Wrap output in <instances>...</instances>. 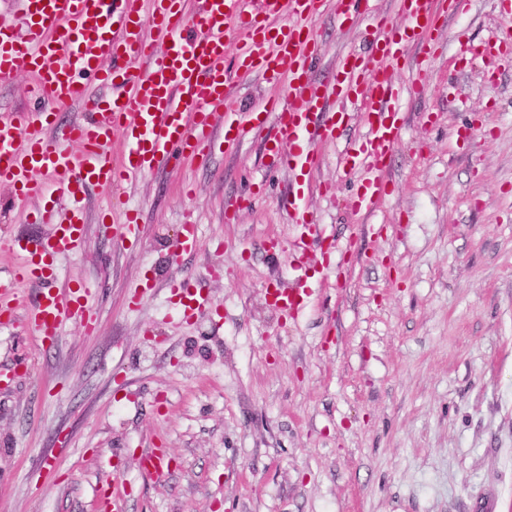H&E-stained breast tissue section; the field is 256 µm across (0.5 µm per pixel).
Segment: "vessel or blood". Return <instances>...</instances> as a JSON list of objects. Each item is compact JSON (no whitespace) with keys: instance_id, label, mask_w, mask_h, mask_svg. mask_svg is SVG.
<instances>
[{"instance_id":"1","label":"vessel or blood","mask_w":512,"mask_h":512,"mask_svg":"<svg viewBox=\"0 0 512 512\" xmlns=\"http://www.w3.org/2000/svg\"><path fill=\"white\" fill-rule=\"evenodd\" d=\"M141 2L19 0L18 13L0 11V78L28 76L36 102L0 113V185L27 208L28 223L46 227L38 238L17 235L7 242L15 263L9 278H0V329L22 324L44 343L55 341L65 322L89 318L88 288L56 289L54 264L83 247L86 188L119 187L174 158L204 160L220 146L234 151L268 129L271 160H286L306 179L322 165L320 144L356 119L366 135L339 160L344 174L360 177L346 204L356 213L376 211L390 193L392 150L404 126L397 103L427 87L422 76L402 85L394 73L407 44L418 46L422 59L437 57L438 36L465 0H395L402 24L379 15L372 49L338 58L319 82L311 75L319 53L313 33L325 0H149L148 25ZM232 39L236 73H257L270 83L288 78L286 100L267 98L257 112L228 105L232 72L225 46ZM456 58L488 71L512 66V31L461 43ZM330 96L332 109L325 104ZM73 104L86 118L58 124V109ZM117 140L124 146L118 155L112 151ZM288 216L317 233L304 190L289 199ZM138 222L137 211H113L112 232L135 241ZM24 283L41 289L23 306L17 290ZM171 292L187 321L208 303L189 276ZM300 301L296 287L270 292L271 305L284 313ZM166 460V449H146L144 473L161 476Z\"/></svg>"}]
</instances>
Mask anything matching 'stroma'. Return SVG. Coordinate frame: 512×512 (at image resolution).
<instances>
[{
	"instance_id": "stroma-1",
	"label": "stroma",
	"mask_w": 512,
	"mask_h": 512,
	"mask_svg": "<svg viewBox=\"0 0 512 512\" xmlns=\"http://www.w3.org/2000/svg\"><path fill=\"white\" fill-rule=\"evenodd\" d=\"M381 12L394 0L341 26L325 6L315 75L365 51ZM509 25L499 0H467L436 58L407 50L395 78L423 74L427 91L399 103L375 212L340 207L356 184L336 160L360 128L322 146L305 268L293 176L269 167L264 138L89 190L83 250L58 259L56 286L89 287L91 321L51 345L0 334V368L18 369L0 391V512H97L115 479L130 489L122 512H512V67L448 64ZM245 192L252 206L225 222ZM116 201L141 213L136 244L99 220ZM188 221L199 247L172 258ZM43 230L0 187V278L6 241ZM188 274L209 303L184 322L170 285ZM279 286L304 289L302 306L274 309ZM156 442L162 483L139 468Z\"/></svg>"
}]
</instances>
